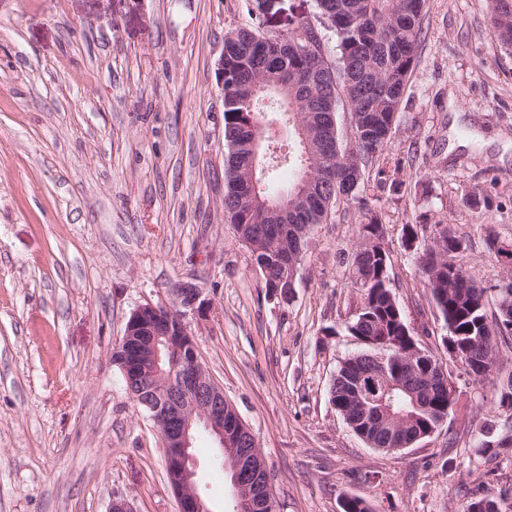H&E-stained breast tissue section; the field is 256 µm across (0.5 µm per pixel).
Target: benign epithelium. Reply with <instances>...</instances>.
I'll return each instance as SVG.
<instances>
[{
    "label": "benign epithelium",
    "instance_id": "obj_1",
    "mask_svg": "<svg viewBox=\"0 0 512 512\" xmlns=\"http://www.w3.org/2000/svg\"><path fill=\"white\" fill-rule=\"evenodd\" d=\"M202 289L193 283L174 288L168 305L146 303L135 309L119 343L126 344L123 373L140 379L147 400L132 395L157 425L165 449L170 484L179 500V512H211L196 488L192 464L195 434L208 432L226 458V467L240 506L249 512H272L271 476L258 445L247 451L238 447L248 432L234 407L199 360L189 323L206 314ZM386 357L369 369L367 387L358 397L377 401L378 379L386 375Z\"/></svg>",
    "mask_w": 512,
    "mask_h": 512
}]
</instances>
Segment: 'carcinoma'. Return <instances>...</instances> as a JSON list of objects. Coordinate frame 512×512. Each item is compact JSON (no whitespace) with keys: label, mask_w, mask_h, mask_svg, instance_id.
<instances>
[{"label":"carcinoma","mask_w":512,"mask_h":512,"mask_svg":"<svg viewBox=\"0 0 512 512\" xmlns=\"http://www.w3.org/2000/svg\"><path fill=\"white\" fill-rule=\"evenodd\" d=\"M317 21L338 39L336 61L330 60L319 31L307 18L288 22L285 34L261 32L267 23V0H251L253 26L230 32L224 40V213L240 238L255 246L252 260L265 265V288L291 276L292 255L304 251L306 239L293 244L288 224H323L339 199L357 202L354 171L380 161L388 146L409 77L417 61L424 0H315ZM491 27L502 48L512 54V0H490ZM344 96L353 119L352 135L342 140L335 104ZM276 102L273 121L288 125V152L269 139L253 148V133L267 112L260 101ZM286 166L296 173L288 189L269 192L268 181ZM296 203L288 224L272 211L282 202ZM360 241L353 254L350 281L363 295L360 313L347 325L362 351L342 362L331 386V399L355 432L378 448H393L395 437L381 428L374 406L349 401L356 394L352 367L371 356H388L389 375L415 378L389 396L393 413L408 432L422 431L448 414V392L429 390L422 379L428 366L403 361L387 338L404 345L416 339L392 291L390 251L377 215L364 213ZM428 243L418 256L424 287L430 289L448 336L470 341L468 358H491L489 337H512V298L499 296L494 320L486 316L487 289L456 262L462 241L442 224L429 225Z\"/></svg>","instance_id":"cac0c4a2"}]
</instances>
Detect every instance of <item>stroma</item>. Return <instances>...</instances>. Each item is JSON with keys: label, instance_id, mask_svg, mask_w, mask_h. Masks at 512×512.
Segmentation results:
<instances>
[{"label": "stroma", "instance_id": "1", "mask_svg": "<svg viewBox=\"0 0 512 512\" xmlns=\"http://www.w3.org/2000/svg\"><path fill=\"white\" fill-rule=\"evenodd\" d=\"M246 0H0V512H178L157 427L129 396L112 348L131 313L191 281L199 355L255 436L276 512H466L512 493V374L499 342L482 381L455 370L447 421L413 447L366 445L330 400L360 343L349 267L364 221L341 202L314 225L295 286L273 298L224 215L227 32ZM418 61L381 171L358 194L392 253V290L421 345L447 361L439 320L402 245L406 225L442 223L487 290L512 272V54L487 0H425ZM403 184L400 195L380 179ZM496 448H482L484 437ZM193 465L214 512L233 488L213 438Z\"/></svg>", "mask_w": 512, "mask_h": 512}]
</instances>
